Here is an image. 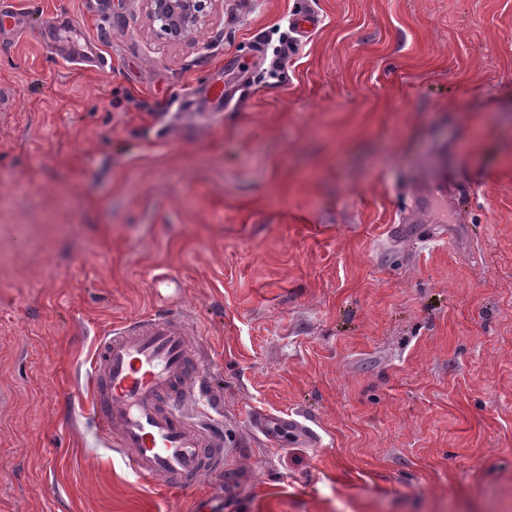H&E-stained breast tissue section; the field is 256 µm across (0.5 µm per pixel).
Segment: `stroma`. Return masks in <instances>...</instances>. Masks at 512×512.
Wrapping results in <instances>:
<instances>
[{
  "mask_svg": "<svg viewBox=\"0 0 512 512\" xmlns=\"http://www.w3.org/2000/svg\"><path fill=\"white\" fill-rule=\"evenodd\" d=\"M18 4L0 512H512V0H216L180 44L143 0ZM437 175L449 223H408ZM155 312L206 339L186 413L224 468L189 488L81 406Z\"/></svg>",
  "mask_w": 512,
  "mask_h": 512,
  "instance_id": "stroma-1",
  "label": "stroma"
}]
</instances>
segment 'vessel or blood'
Wrapping results in <instances>:
<instances>
[{
    "label": "vessel or blood",
    "instance_id": "obj_1",
    "mask_svg": "<svg viewBox=\"0 0 512 512\" xmlns=\"http://www.w3.org/2000/svg\"><path fill=\"white\" fill-rule=\"evenodd\" d=\"M203 343L184 319L154 315L112 328L96 346L91 409L104 439L149 484H192L209 464L212 435L163 403L168 392L188 400L204 385L208 368L192 352Z\"/></svg>",
    "mask_w": 512,
    "mask_h": 512
}]
</instances>
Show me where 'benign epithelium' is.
Here are the masks:
<instances>
[{"mask_svg":"<svg viewBox=\"0 0 512 512\" xmlns=\"http://www.w3.org/2000/svg\"><path fill=\"white\" fill-rule=\"evenodd\" d=\"M149 20L168 42L178 44L209 19L215 0H143Z\"/></svg>","mask_w":512,"mask_h":512,"instance_id":"benign-epithelium-1","label":"benign epithelium"}]
</instances>
